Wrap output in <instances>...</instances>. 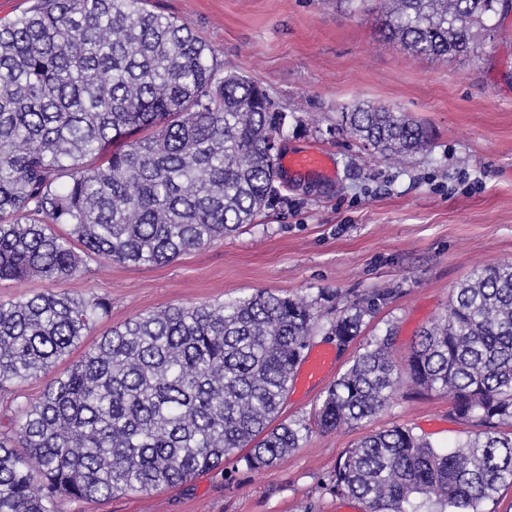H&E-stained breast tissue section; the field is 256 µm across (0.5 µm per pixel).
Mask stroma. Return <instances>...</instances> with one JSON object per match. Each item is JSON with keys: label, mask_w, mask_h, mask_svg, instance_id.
Returning a JSON list of instances; mask_svg holds the SVG:
<instances>
[{"label": "stroma", "mask_w": 512, "mask_h": 512, "mask_svg": "<svg viewBox=\"0 0 512 512\" xmlns=\"http://www.w3.org/2000/svg\"><path fill=\"white\" fill-rule=\"evenodd\" d=\"M187 21L225 72L249 77L287 113L282 153L323 151L336 176L290 181L274 207L236 234L165 265L89 260L63 288L98 295L108 316L70 356L0 394V422L19 420L48 378L66 373L102 333L170 305L219 304L258 290L313 302L314 349L335 354L316 385L291 387L279 419L309 432L275 466L247 467L246 449L181 484L110 499L64 500L62 512H366L363 502L324 490L346 450L398 425L445 448L476 430L451 413L446 394L403 386L391 406L352 427L315 421L326 388L363 341L394 332L404 361L420 332L445 312L473 268L512 261V12L492 20L478 54L451 60L414 56L378 30L376 0L362 10L343 0H150ZM369 103L406 113L431 136L426 151L386 162L363 149L342 115ZM384 290L388 302L359 341L337 347L328 329L336 299Z\"/></svg>", "instance_id": "obj_1"}]
</instances>
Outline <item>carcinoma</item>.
<instances>
[{
    "label": "carcinoma",
    "instance_id": "1",
    "mask_svg": "<svg viewBox=\"0 0 512 512\" xmlns=\"http://www.w3.org/2000/svg\"><path fill=\"white\" fill-rule=\"evenodd\" d=\"M381 3L384 37L433 57L477 54L478 34L512 10V0ZM146 4L33 0L0 21V282L62 283L97 256L169 263L254 223L278 195L269 143L286 114L248 77L224 73L187 22ZM345 126L393 162L428 145L423 126L371 105L345 113ZM387 300L345 304L330 325L337 344L356 340ZM110 307L57 290L1 302L0 392L47 373ZM317 318L304 299L258 291L113 327L0 436V512L157 490L240 448L251 469L277 464L307 431L274 421ZM392 345L389 333L362 345L325 391L321 428L377 414L408 382L447 393L452 414L481 430L451 450L400 426L364 436L326 489L366 512H417L419 499L482 512L512 485V432L497 431L512 428V262L479 266L453 288L404 372Z\"/></svg>",
    "mask_w": 512,
    "mask_h": 512
}]
</instances>
